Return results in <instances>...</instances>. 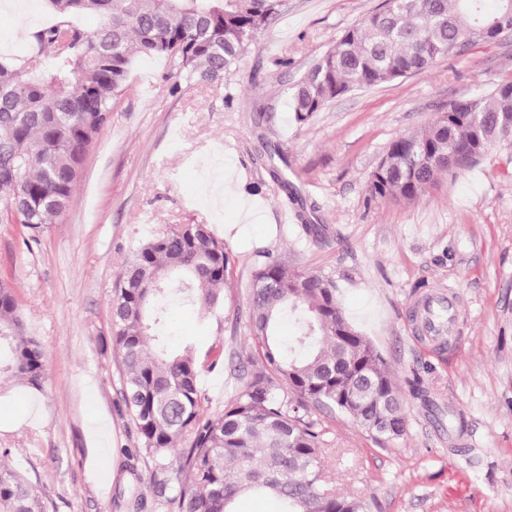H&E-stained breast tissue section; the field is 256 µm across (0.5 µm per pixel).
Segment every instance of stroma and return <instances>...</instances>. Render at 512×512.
<instances>
[{
  "mask_svg": "<svg viewBox=\"0 0 512 512\" xmlns=\"http://www.w3.org/2000/svg\"><path fill=\"white\" fill-rule=\"evenodd\" d=\"M382 0H282L223 82L174 83L142 59L89 147L74 201L30 241L0 224V278L47 360L43 390L0 379V449L48 512H171L152 467L127 470L137 433L122 410L112 297L132 251L168 224H208L230 263L210 312L168 306L171 346H223L203 371V412L235 395L253 354L247 295L258 251L331 277L340 307L393 373L405 434L381 445L352 419L312 413L325 431L324 470L366 512H512V180L489 152L419 200L372 198L390 143L424 127L448 100L512 76V36L442 59L423 73L330 102L305 125L292 86L344 29ZM50 16L43 0L0 5V55L25 60ZM318 225L322 238L302 227ZM454 293V344L431 348L410 326L414 303Z\"/></svg>",
  "mask_w": 512,
  "mask_h": 512,
  "instance_id": "1",
  "label": "stroma"
}]
</instances>
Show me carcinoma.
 <instances>
[{
    "mask_svg": "<svg viewBox=\"0 0 512 512\" xmlns=\"http://www.w3.org/2000/svg\"><path fill=\"white\" fill-rule=\"evenodd\" d=\"M54 23L35 35L37 56L0 57V218L14 213L34 241L71 206L84 156L111 122L135 58L160 57L170 75L220 81L276 13L278 0H46ZM383 0L344 31L295 86L290 112L309 122L355 89L418 74L436 61L512 34V0ZM92 13L87 32L71 17ZM512 165V78L487 95L457 98L420 131L399 135L370 177L374 198L412 203L474 166L491 149ZM229 255L208 224H170L133 251L112 298L115 345L126 379L125 414L139 439L136 459L163 475L157 489L173 512H235L262 493L280 512H364L336 494L321 465L324 430L310 410L347 415L368 434L406 432L400 391L372 342L346 319L328 276L261 262L248 294L255 369L217 415L202 413L198 378L224 363L211 347L203 365L191 345L163 332L172 298L205 311L221 303ZM293 317L296 335L277 328ZM40 390L46 359L24 335L13 288L0 279V376ZM189 446L167 476V452ZM0 451V512H46L32 484Z\"/></svg>",
    "mask_w": 512,
    "mask_h": 512,
    "instance_id": "carcinoma-1",
    "label": "carcinoma"
}]
</instances>
